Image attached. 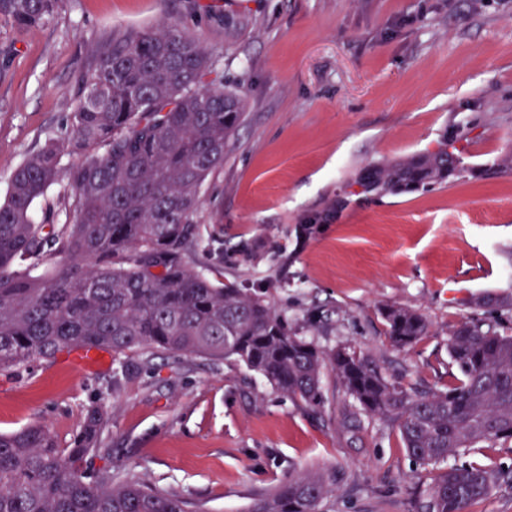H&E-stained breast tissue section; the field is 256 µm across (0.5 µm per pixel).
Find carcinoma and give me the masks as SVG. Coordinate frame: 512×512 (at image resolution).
I'll return each mask as SVG.
<instances>
[{
	"instance_id": "carcinoma-1",
	"label": "carcinoma",
	"mask_w": 512,
	"mask_h": 512,
	"mask_svg": "<svg viewBox=\"0 0 512 512\" xmlns=\"http://www.w3.org/2000/svg\"><path fill=\"white\" fill-rule=\"evenodd\" d=\"M62 0H0L22 31L51 18ZM82 96L68 132L47 141L12 173L0 202V370L59 352L103 348L113 360L165 351L234 359L277 392L309 408L324 405L322 375L336 372L358 413L397 425L409 457L437 466L512 441V320L473 319L448 327L457 373L446 390L420 391L385 378L348 346L321 349L267 292L226 288L192 265L203 249L199 192L224 166L246 107L242 95L205 87L215 61L176 21L114 31L89 49ZM456 139L434 151L369 167L365 196L430 190L473 174ZM66 156L78 161L63 164ZM58 187L43 219L34 202ZM65 214L64 222L58 221ZM389 338L406 348L429 321L397 305L380 309ZM108 410L89 407L67 447L46 427L0 432V512H200L183 497L110 468ZM512 469L471 461L444 470L422 512H471ZM336 468L288 476L249 512H324Z\"/></svg>"
}]
</instances>
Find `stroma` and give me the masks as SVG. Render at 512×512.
Listing matches in <instances>:
<instances>
[{
    "label": "stroma",
    "instance_id": "obj_1",
    "mask_svg": "<svg viewBox=\"0 0 512 512\" xmlns=\"http://www.w3.org/2000/svg\"><path fill=\"white\" fill-rule=\"evenodd\" d=\"M242 11L249 27L225 43ZM170 19L215 60L208 82L246 100L223 170L200 190L207 248L193 263L238 287L265 282L292 321L330 314L321 348L350 345L402 385L446 388L449 326L485 316L477 296L512 297V172L496 169L512 150V0H64L21 32L0 16V198L65 134L91 44ZM447 131L478 176L352 195L364 168L434 150ZM309 219L321 228L299 242ZM387 304L424 314L429 336L395 348ZM322 386L314 413L232 360L139 353L84 373L55 357L0 372V432L42 425L64 445L103 404L109 452L95 467L207 512H247L318 467L339 473L329 512H418L440 468L416 465L392 422L356 417L332 371Z\"/></svg>",
    "mask_w": 512,
    "mask_h": 512
}]
</instances>
